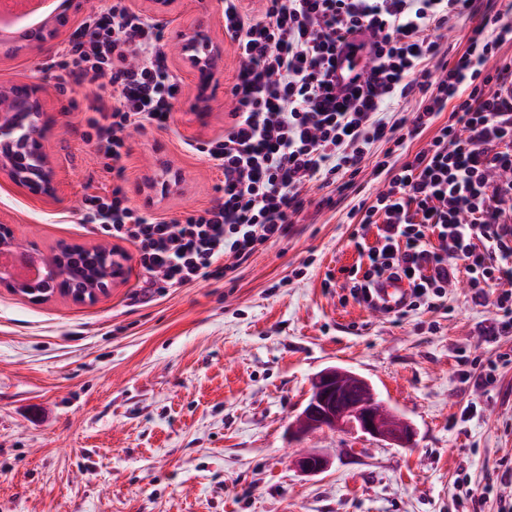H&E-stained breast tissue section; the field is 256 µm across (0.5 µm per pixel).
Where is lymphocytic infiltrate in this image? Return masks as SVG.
<instances>
[{"label": "lymphocytic infiltrate", "instance_id": "lymphocytic-infiltrate-1", "mask_svg": "<svg viewBox=\"0 0 512 512\" xmlns=\"http://www.w3.org/2000/svg\"><path fill=\"white\" fill-rule=\"evenodd\" d=\"M468 19L463 50L443 49L448 26ZM235 47L231 122L221 138L190 143L222 176L210 207L173 221L131 205L121 178L129 131L166 125L182 80L168 62L163 27L112 0L89 14L42 71L60 90L94 82L85 139L112 173V188L84 199L83 221L133 244L151 288H183L235 272L288 234L319 181L354 187L375 144L383 186L350 210L359 238L380 227L367 261L347 271L358 301L372 283L401 273L409 309L435 307L465 261L476 300L495 296L482 332L512 334V0H261L246 13L224 0ZM364 58L336 81L344 43ZM431 133L409 154L408 142ZM508 290L492 294L493 285Z\"/></svg>", "mask_w": 512, "mask_h": 512}]
</instances>
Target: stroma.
<instances>
[{"label": "stroma", "mask_w": 512, "mask_h": 512, "mask_svg": "<svg viewBox=\"0 0 512 512\" xmlns=\"http://www.w3.org/2000/svg\"><path fill=\"white\" fill-rule=\"evenodd\" d=\"M220 0H176L164 36L209 24L224 44L207 109H191L184 80L167 127L131 132L123 185L133 206L180 220L219 197L220 177L189 141L224 134L236 74ZM0 52V85L36 88L46 104V153L57 193L44 198L0 176V223L51 257L61 246L116 247L125 274L97 300L33 302L0 288V512H502L512 506V362L494 383L475 378L512 335L492 345L490 302L466 278L437 308L379 315L345 288L359 253L349 238L353 199L325 205L311 185L287 236L229 276L146 296L135 247L80 221L84 196L111 187L84 138L94 87L58 91L42 64L78 29ZM167 191L150 188L163 172ZM347 367L414 426L399 448L325 431L296 440L288 418L310 381ZM330 459L306 475L293 458Z\"/></svg>", "instance_id": "35a3bbf8"}]
</instances>
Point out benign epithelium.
Segmentation results:
<instances>
[{
	"label": "benign epithelium",
	"mask_w": 512,
	"mask_h": 512,
	"mask_svg": "<svg viewBox=\"0 0 512 512\" xmlns=\"http://www.w3.org/2000/svg\"><path fill=\"white\" fill-rule=\"evenodd\" d=\"M181 63L195 77L193 107L207 105L208 91L224 62V43L213 39L211 31L203 24L183 28L179 34ZM44 103L40 96L29 88L17 85L0 86V173L7 175L16 186L34 195L50 197L56 189V169L53 161L43 149ZM19 141L28 146L24 156L14 155L15 144ZM72 248L61 250L57 266L49 269L45 276L35 283H21L0 277V286L16 293L23 291L33 294L32 300L45 299L59 290V284L66 278L64 266L70 261ZM120 278L119 273L104 265L92 272L87 288H64L73 300H93L106 292L112 281ZM347 377H354L367 386L369 382L356 373L330 367L318 373L311 382V398L305 408L289 418L288 429L298 438L311 437L319 432H361L373 439L407 447L414 440L415 429L410 422L401 425L384 423L377 419L381 412L376 393L368 399L339 400V388ZM295 467L302 473L315 474L329 465L328 456L318 450L305 451L294 458Z\"/></svg>",
	"instance_id": "1"
}]
</instances>
